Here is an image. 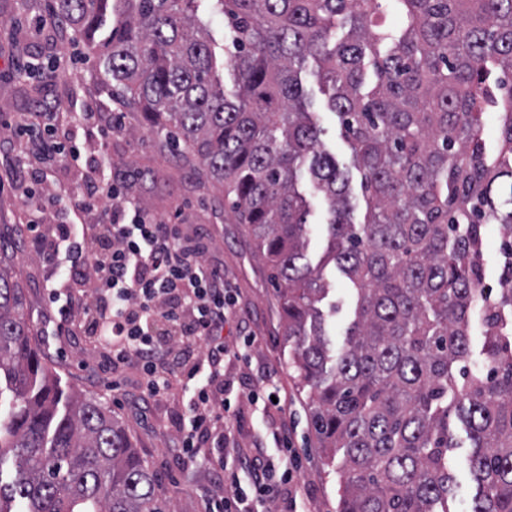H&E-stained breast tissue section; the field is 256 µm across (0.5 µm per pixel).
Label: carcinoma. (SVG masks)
<instances>
[{
	"label": "carcinoma",
	"mask_w": 512,
	"mask_h": 512,
	"mask_svg": "<svg viewBox=\"0 0 512 512\" xmlns=\"http://www.w3.org/2000/svg\"><path fill=\"white\" fill-rule=\"evenodd\" d=\"M211 2L234 33L230 91L199 0H53L51 13L232 198L276 283L318 448L341 459L339 512H452L453 415L471 448V512H512V0H397V31L381 0ZM309 58L360 174L361 223L351 172L307 110ZM487 112L501 117L493 146ZM305 165L329 213L315 266ZM484 224L501 225L510 253L492 299ZM330 263L357 292L335 352L317 307ZM22 306L1 259L0 512H173L112 411L46 363Z\"/></svg>",
	"instance_id": "cac0c4a2"
}]
</instances>
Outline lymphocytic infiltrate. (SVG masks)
Returning <instances> with one entry per match:
<instances>
[{
    "label": "lymphocytic infiltrate",
    "instance_id": "1",
    "mask_svg": "<svg viewBox=\"0 0 512 512\" xmlns=\"http://www.w3.org/2000/svg\"><path fill=\"white\" fill-rule=\"evenodd\" d=\"M47 118L43 134L17 128L25 156L10 186L25 203L47 182L39 158L67 166L81 157L76 142L55 138V124L92 125L103 140L121 128L117 120L100 122L88 105ZM79 178V197L56 196V222L29 223L19 239L50 272L45 291L54 334L90 340L112 371L134 368L138 402L167 399L177 387L187 393L182 448L208 449L206 466L222 486L205 512H307L309 499L290 486L296 463L287 440L235 449L237 465L227 466L224 431L236 409L224 398V327L239 294L226 287L223 266L207 259L206 225L158 222L113 174L106 153L92 156Z\"/></svg>",
    "mask_w": 512,
    "mask_h": 512
}]
</instances>
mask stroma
Here are the masks:
<instances>
[{
	"instance_id": "stroma-1",
	"label": "stroma",
	"mask_w": 512,
	"mask_h": 512,
	"mask_svg": "<svg viewBox=\"0 0 512 512\" xmlns=\"http://www.w3.org/2000/svg\"><path fill=\"white\" fill-rule=\"evenodd\" d=\"M51 0H0V177L9 178L8 162L20 154L21 146L13 126L17 123L42 127V113L89 98L95 111L103 115L118 112L122 128L113 133L105 147L117 172L128 173L133 195L141 199L158 220L183 224H205L211 232L208 258L223 266L224 278L239 288L241 300L226 324L227 342H234L237 323H246L260 341L250 362L235 356L226 358L224 395L231 399L239 417L230 423L227 446L273 447V435L280 423H287L289 443L301 464L297 476L300 492L312 502L313 512H339V476L326 466L309 426L311 398L299 389L288 366L293 344L280 328L279 305L271 272L256 252L244 225L234 220L230 200L222 187L207 179L197 161H184L166 145L137 106L113 96L112 87L100 72L92 53L78 40L62 43L50 13ZM68 45L74 58L73 70L65 76L54 67L61 45ZM310 110L323 130L322 141L339 165L352 164L351 151L339 134L335 114L321 91L314 61H307L301 72ZM34 211L24 207L11 189L0 192V257L13 269L22 290L23 316L45 359L64 383L83 396L110 407L126 429L134 447L158 479L157 492L171 500L177 512H204L214 493L215 479L204 465L203 456L179 460L182 437V407L179 397L141 409L131 403L138 392L137 372L125 369L113 376L103 365L94 347L80 336H45L43 325L49 312L44 288L47 270L29 252L13 248L11 240L34 220ZM328 295L321 303L325 329L331 341L343 343L354 318L357 293L335 265L323 270ZM277 373L288 396L287 412L271 411L257 418L243 395L250 379L258 372ZM120 391H113V384ZM458 448L449 453L456 478L453 512H468L474 483L468 469V440L461 425H454Z\"/></svg>"
}]
</instances>
